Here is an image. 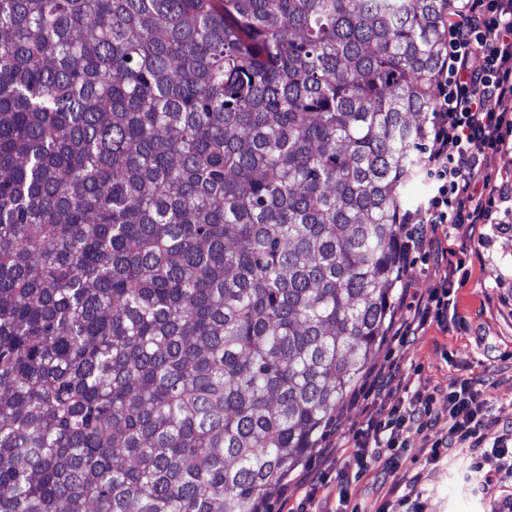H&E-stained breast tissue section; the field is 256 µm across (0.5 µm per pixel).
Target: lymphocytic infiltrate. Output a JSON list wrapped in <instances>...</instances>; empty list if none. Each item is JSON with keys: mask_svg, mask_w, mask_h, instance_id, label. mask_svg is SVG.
Masks as SVG:
<instances>
[{"mask_svg": "<svg viewBox=\"0 0 512 512\" xmlns=\"http://www.w3.org/2000/svg\"><path fill=\"white\" fill-rule=\"evenodd\" d=\"M444 59L435 75L431 129L423 148L422 170L429 197L402 217L408 229L398 244L402 257L430 255L442 271L428 293H412L395 336L415 340L429 324L458 322L457 288L467 257L445 261L439 231L498 224L502 206L512 203V186L496 185L483 174L489 153L512 144V0H460L448 15ZM398 363L379 368L365 396L364 426L343 445L358 474H395L408 452V436L443 426L430 461L454 448L472 450L470 477L493 495V512H512V424H500L486 393L468 380L448 391L395 385ZM356 473V474H357ZM354 476V475H353ZM353 476L342 471L336 486L326 480L301 483L286 512H344Z\"/></svg>", "mask_w": 512, "mask_h": 512, "instance_id": "obj_1", "label": "lymphocytic infiltrate"}]
</instances>
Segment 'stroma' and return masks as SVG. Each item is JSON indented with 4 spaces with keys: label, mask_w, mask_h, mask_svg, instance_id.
Returning a JSON list of instances; mask_svg holds the SVG:
<instances>
[{
    "label": "stroma",
    "mask_w": 512,
    "mask_h": 512,
    "mask_svg": "<svg viewBox=\"0 0 512 512\" xmlns=\"http://www.w3.org/2000/svg\"><path fill=\"white\" fill-rule=\"evenodd\" d=\"M484 232L481 225L465 226L451 231L444 242L449 251L467 249L474 254L469 277L458 291L460 322L446 328L430 325L419 340L404 347L383 339L372 363L399 360L405 379L429 390H444L463 379L475 381L491 398L494 415L512 423V223L502 232L488 233L483 242L479 236ZM365 418L362 407L341 401L317 451L289 478L285 489L274 491L269 512H280L284 493H296L302 479L321 476L322 451L345 443ZM440 434L437 428L410 434L401 475L421 474L418 488L427 499L428 512H491L492 497L477 491L466 478L469 449H452L447 460L428 463L430 446Z\"/></svg>",
    "instance_id": "obj_1"
}]
</instances>
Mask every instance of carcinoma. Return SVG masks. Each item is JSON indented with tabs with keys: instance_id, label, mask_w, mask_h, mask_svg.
I'll return each instance as SVG.
<instances>
[{
	"instance_id": "1",
	"label": "carcinoma",
	"mask_w": 512,
	"mask_h": 512,
	"mask_svg": "<svg viewBox=\"0 0 512 512\" xmlns=\"http://www.w3.org/2000/svg\"><path fill=\"white\" fill-rule=\"evenodd\" d=\"M453 0H0V512H261L371 361Z\"/></svg>"
}]
</instances>
